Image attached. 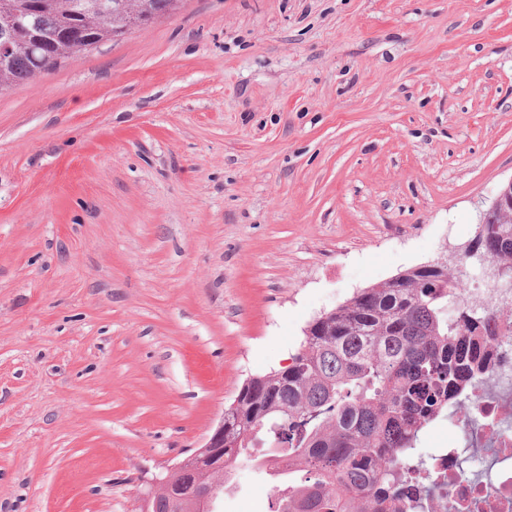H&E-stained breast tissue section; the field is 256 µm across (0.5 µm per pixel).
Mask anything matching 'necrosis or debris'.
<instances>
[{
  "label": "necrosis or debris",
  "mask_w": 512,
  "mask_h": 512,
  "mask_svg": "<svg viewBox=\"0 0 512 512\" xmlns=\"http://www.w3.org/2000/svg\"><path fill=\"white\" fill-rule=\"evenodd\" d=\"M497 351L467 409L449 408L455 434L425 458L434 489L425 512H512V308L493 303Z\"/></svg>",
  "instance_id": "obj_1"
}]
</instances>
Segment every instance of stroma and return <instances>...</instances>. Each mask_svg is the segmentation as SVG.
<instances>
[{
  "label": "stroma",
  "mask_w": 512,
  "mask_h": 512,
  "mask_svg": "<svg viewBox=\"0 0 512 512\" xmlns=\"http://www.w3.org/2000/svg\"><path fill=\"white\" fill-rule=\"evenodd\" d=\"M511 181L512 0H181L0 92V512H139ZM270 486L243 465L217 508Z\"/></svg>",
  "instance_id": "obj_1"
}]
</instances>
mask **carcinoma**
<instances>
[{
  "instance_id": "cac0c4a2",
  "label": "carcinoma",
  "mask_w": 512,
  "mask_h": 512,
  "mask_svg": "<svg viewBox=\"0 0 512 512\" xmlns=\"http://www.w3.org/2000/svg\"><path fill=\"white\" fill-rule=\"evenodd\" d=\"M83 0H0V16H21L14 50L0 59V89L54 72L112 39L103 12L91 36L81 25ZM43 38L39 50L27 39ZM480 249L512 271V206L490 215ZM466 284L453 273L412 271L365 288L330 311L285 367L252 377L224 408V488L239 465L255 461L257 441L273 455V512H404L430 488L413 478L424 459L423 430L468 404L492 362L494 312L465 304ZM189 497L162 494L153 512H189Z\"/></svg>"
}]
</instances>
